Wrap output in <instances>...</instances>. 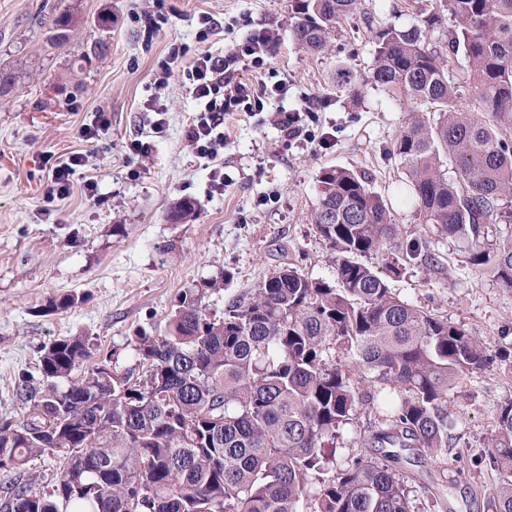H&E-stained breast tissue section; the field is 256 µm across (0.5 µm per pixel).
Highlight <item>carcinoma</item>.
<instances>
[{
	"label": "carcinoma",
	"mask_w": 512,
	"mask_h": 512,
	"mask_svg": "<svg viewBox=\"0 0 512 512\" xmlns=\"http://www.w3.org/2000/svg\"><path fill=\"white\" fill-rule=\"evenodd\" d=\"M294 2V38L317 52L357 0ZM443 8L455 21L446 55L429 42ZM374 46L371 82L411 105L394 152L425 223L457 242L469 270L512 290V240L489 238L512 198V0H430L406 28L377 22ZM317 182L312 222L336 254L334 282L276 266L222 319L187 289L165 334L136 336V373L104 363L75 377L92 356L80 336L43 348L19 375L28 414L0 416V512H413L395 463L448 447V390L492 354L365 262L387 251L396 275L431 256L420 240L402 244L364 177L327 167ZM362 405L382 416L363 438L381 459L338 466L336 436ZM44 455L63 471L41 491L25 470ZM488 457L492 507L512 512V400Z\"/></svg>",
	"instance_id": "carcinoma-1"
}]
</instances>
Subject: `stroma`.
<instances>
[{"instance_id":"stroma-1","label":"stroma","mask_w":512,"mask_h":512,"mask_svg":"<svg viewBox=\"0 0 512 512\" xmlns=\"http://www.w3.org/2000/svg\"><path fill=\"white\" fill-rule=\"evenodd\" d=\"M427 2L358 0L313 53L293 39L291 0H0V67L13 73L0 88V413L26 415L15 397L18 377L56 340L84 336L92 344L79 376L103 358L123 373L136 367V336L164 333L186 289H202L206 313L219 318L277 265L334 281V253L312 210L320 170L344 167L388 200L404 240L424 238L442 265H404L390 287L464 325L493 356L489 368L449 390L446 450L406 466L415 512H492L497 473L486 450L499 407L512 399V292L462 267L457 244L402 195L406 176L393 142L408 108L369 81L367 15L405 28ZM62 14L70 22L58 43L52 21ZM263 27L277 28L279 44L267 65L240 77L287 82L289 106L310 105L307 140L281 136L268 100L263 111L227 115L216 161L196 157L185 140L199 109L189 81L179 75L160 87L155 78L172 47L185 49L187 67L200 52H232ZM344 71L347 90L339 86ZM151 99L166 110L164 132L153 130ZM99 112L112 120L107 135L84 141L80 128ZM134 140L148 143L149 153L133 154ZM74 153L86 163L70 195L47 201L48 159ZM216 166L224 172L219 191L210 177ZM90 180L98 184L93 200L85 195ZM187 199L194 214L172 220ZM67 294L78 295L75 306L45 312ZM377 425L371 408L358 409L336 439L338 463L375 456L362 438Z\"/></svg>"}]
</instances>
